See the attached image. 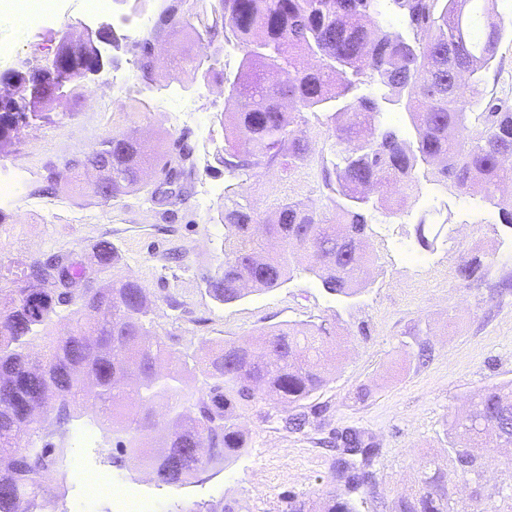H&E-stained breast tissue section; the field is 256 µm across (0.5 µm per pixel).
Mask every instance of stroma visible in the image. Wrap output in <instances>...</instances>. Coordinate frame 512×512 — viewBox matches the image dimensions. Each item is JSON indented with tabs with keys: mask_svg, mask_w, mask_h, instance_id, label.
<instances>
[{
	"mask_svg": "<svg viewBox=\"0 0 512 512\" xmlns=\"http://www.w3.org/2000/svg\"><path fill=\"white\" fill-rule=\"evenodd\" d=\"M127 10L120 0H55L46 13L0 11V77L50 65L62 37L105 23L114 24L120 38L155 32L169 47L153 90L139 91L129 50L116 52L103 76L107 82L126 76L122 95H142L146 110L109 115L92 109L90 97L71 95L63 110L43 113L0 145V182L18 183L11 200H0V267L55 253L88 258L96 243L110 241L120 251L117 273L146 289L155 330L178 353L204 339L241 341L310 321L337 326L339 334L327 347L332 380L306 402L304 432H288L269 405L250 404L242 410L246 448L181 487L156 486L130 459L123 469L112 467L108 451L116 437L109 426L86 417L49 425L50 441L69 451L66 476L47 481L57 512H123L122 499L131 491L149 512L194 503L221 512L228 501L238 512H288L293 496L321 500L335 455L330 441L348 427L364 431L379 448L372 467L377 494L362 512H392L397 494L415 490L422 455L447 462L446 431L467 399L512 382V226L481 196L424 180L409 207L376 215L367 240L368 282L353 299L330 295L313 277L297 274L280 288L252 291L232 304L215 302L201 276L222 258L224 227L211 217L226 184L213 159L224 143L217 119L224 102L211 96L209 83L174 79L180 55L196 49L185 25L157 27L154 9L121 23ZM128 130L138 132L154 157L167 156L178 141L192 148L188 204L152 205L139 191L103 202L73 182L47 190L49 170ZM434 209L448 222L426 251L415 227ZM475 255L484 260L485 275L466 287L458 269ZM422 341L429 348L423 364L417 358ZM364 388L370 391L365 398ZM511 488L512 448H502L481 500L512 512Z\"/></svg>",
	"mask_w": 512,
	"mask_h": 512,
	"instance_id": "obj_1",
	"label": "stroma"
}]
</instances>
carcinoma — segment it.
Masks as SVG:
<instances>
[{
    "instance_id": "1",
    "label": "carcinoma",
    "mask_w": 512,
    "mask_h": 512,
    "mask_svg": "<svg viewBox=\"0 0 512 512\" xmlns=\"http://www.w3.org/2000/svg\"><path fill=\"white\" fill-rule=\"evenodd\" d=\"M390 6L400 16L397 32L377 22ZM185 24L197 45L183 56L185 71L224 85V148L216 157L231 180L217 211L224 260L202 275L215 301L241 300L246 282L280 287L297 270L331 295H358L369 224L414 196L420 172L481 195L512 225V200L497 196L512 183V73L497 59L512 21L498 0H193ZM116 42L107 24L79 42H61L50 65L11 75L10 93L0 96V141L29 126L64 88L86 91L82 81L112 64L102 46ZM225 44L242 53L232 76L217 68ZM132 46L137 79L150 89L155 37ZM394 110L408 114L412 131L383 121ZM149 167L147 147L125 132L64 162L75 178L104 170L98 186H87L103 201L143 189L152 204L188 202L190 147H179L155 182L147 180ZM269 175L278 185L261 208L252 190ZM437 238L420 219L418 245L429 250ZM52 258L58 280L48 281L43 260L34 259L12 273L11 285H0V512H43L50 502L42 475L67 465L63 450L46 440L52 421L87 413L112 419L119 450L112 465L121 468L123 457L149 443L155 402L167 399L170 443L151 470L157 485L169 487L247 447L239 414L246 404L270 401L281 407L286 429L304 430L300 408L330 381L324 345L335 328L288 325L176 353L154 331L149 297L136 280L114 275L81 290L83 260L70 252ZM94 259L107 272L118 252L102 240ZM458 277L465 286L480 281L482 260L464 261ZM56 317L69 318V328L32 360L29 338ZM197 371L206 388L186 405L175 393ZM446 439L453 469L423 456L417 490L398 496L393 512H470L449 485L472 484L480 495L488 451L512 444V384L484 389ZM334 447L331 480L360 497L329 491L322 512H360L377 494L371 467L379 448L354 428L338 434Z\"/></svg>"
}]
</instances>
